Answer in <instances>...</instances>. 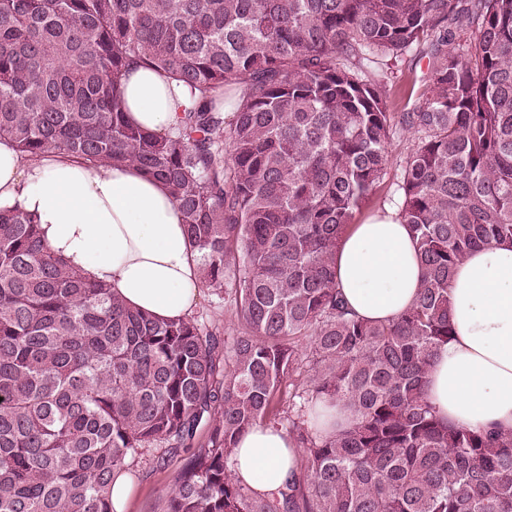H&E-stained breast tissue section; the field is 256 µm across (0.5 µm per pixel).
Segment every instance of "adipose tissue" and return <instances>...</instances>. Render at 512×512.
<instances>
[{"instance_id":"1","label":"adipose tissue","mask_w":512,"mask_h":512,"mask_svg":"<svg viewBox=\"0 0 512 512\" xmlns=\"http://www.w3.org/2000/svg\"><path fill=\"white\" fill-rule=\"evenodd\" d=\"M128 118L158 133L173 131L186 91L151 69H130L122 84ZM0 209L35 215L57 256L128 306L162 320L191 314L200 264L168 187L132 163L91 166L60 153L25 158L0 141ZM336 285L358 317L385 323L415 302L422 269L409 225L395 206L351 225L335 255ZM455 331L433 355L426 395L453 426L512 432V242L471 251L451 287ZM299 450L269 426L244 432L232 468L257 492L276 493L295 470Z\"/></svg>"}]
</instances>
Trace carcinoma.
Returning a JSON list of instances; mask_svg holds the SVG:
<instances>
[{"instance_id": "1", "label": "carcinoma", "mask_w": 512, "mask_h": 512, "mask_svg": "<svg viewBox=\"0 0 512 512\" xmlns=\"http://www.w3.org/2000/svg\"><path fill=\"white\" fill-rule=\"evenodd\" d=\"M411 52L427 86L397 116ZM134 65L189 90L175 132L126 119ZM399 124L422 280L377 324L345 305L334 257ZM2 138L164 181L202 286L234 275L241 332L127 306L0 210V512H114L115 475L152 445L188 455L161 512H512V433L446 425L425 394L456 265L512 240V0H0ZM308 336L313 375L275 412ZM324 401L352 413L332 434L307 418ZM256 425L303 456L273 496L231 468ZM426 72V60L419 61L414 55H408L399 64V68L392 75L387 89L390 100V112H408L406 103V92L413 82L416 81V88L422 82L421 79Z\"/></svg>"}]
</instances>
